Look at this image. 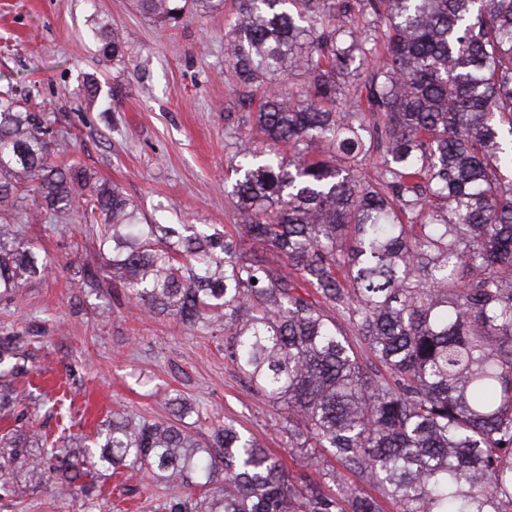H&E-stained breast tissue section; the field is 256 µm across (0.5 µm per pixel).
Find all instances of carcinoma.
<instances>
[{"instance_id": "carcinoma-1", "label": "carcinoma", "mask_w": 512, "mask_h": 512, "mask_svg": "<svg viewBox=\"0 0 512 512\" xmlns=\"http://www.w3.org/2000/svg\"><path fill=\"white\" fill-rule=\"evenodd\" d=\"M176 26L192 4L134 0ZM228 55L265 86L266 148L237 137V236L142 223L120 188L58 166L44 115L0 96V213L39 200L101 222L98 250L129 299L190 328L224 331L225 357L280 414L293 448L342 466L327 497L233 423L203 446L165 420L112 419L82 452L94 470L180 482L170 512H504L512 505V0H238ZM121 55L110 29L102 47ZM369 77L344 86L354 66ZM345 104L347 110L336 107ZM380 163L374 182L362 159ZM248 241L285 257L270 265ZM0 222V295L45 273ZM348 317L353 336L333 312ZM358 339L382 369L370 371ZM47 484L83 473L69 448L30 436Z\"/></svg>"}]
</instances>
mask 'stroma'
<instances>
[{"label":"stroma","mask_w":512,"mask_h":512,"mask_svg":"<svg viewBox=\"0 0 512 512\" xmlns=\"http://www.w3.org/2000/svg\"><path fill=\"white\" fill-rule=\"evenodd\" d=\"M237 0L222 13L161 26L133 0H0V91L28 94L31 110L69 143L66 155L94 177L119 185L144 217L172 224H216L235 234L240 221L224 175L235 137L251 130L243 91L229 63L225 31ZM117 28L124 54L100 51L96 29ZM94 78L98 106L83 82ZM21 236L45 257L48 275L22 280L0 298V347L26 375L0 377L29 413L23 433L48 438L69 426L94 436L121 415L172 419L176 402L195 407L184 423L200 442L235 421L293 473L319 478L312 457L321 448H292L278 429L275 407L224 357V334L190 330L174 317L133 309L122 289L85 284L87 267L101 266L96 234L82 216L43 208L37 222L20 221ZM63 399L67 417L42 408ZM17 484L0 497V512H167L185 497L179 484L97 473L88 490L55 489L33 478L12 452L0 455Z\"/></svg>","instance_id":"1"}]
</instances>
